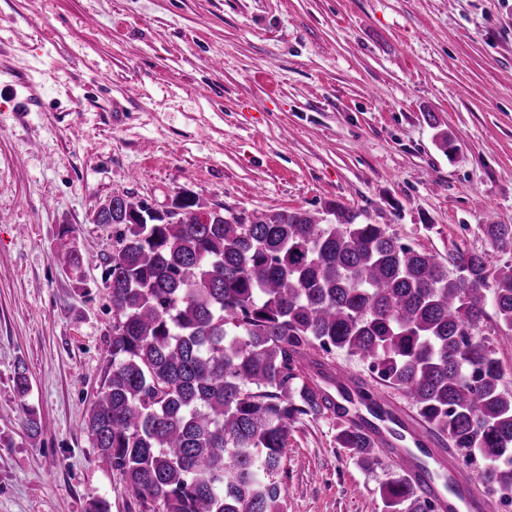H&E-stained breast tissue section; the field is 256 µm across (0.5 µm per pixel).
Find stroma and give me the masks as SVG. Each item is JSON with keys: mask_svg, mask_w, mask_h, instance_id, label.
Here are the masks:
<instances>
[{"mask_svg": "<svg viewBox=\"0 0 512 512\" xmlns=\"http://www.w3.org/2000/svg\"><path fill=\"white\" fill-rule=\"evenodd\" d=\"M183 190L337 202L439 258L512 263L484 233L512 225V0H0V512H139L80 425L112 330V227L91 218ZM66 225L77 272L53 258ZM281 468L288 512H383L393 472L311 417Z\"/></svg>", "mask_w": 512, "mask_h": 512, "instance_id": "stroma-1", "label": "stroma"}]
</instances>
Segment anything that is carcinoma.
Instances as JSON below:
<instances>
[{
  "label": "carcinoma",
  "mask_w": 512,
  "mask_h": 512,
  "mask_svg": "<svg viewBox=\"0 0 512 512\" xmlns=\"http://www.w3.org/2000/svg\"><path fill=\"white\" fill-rule=\"evenodd\" d=\"M152 212L122 193L93 213L112 225V335L108 374L82 421L141 512H287L281 460L303 417L336 420L339 447L374 469L364 428L384 410L364 381L339 402L324 387L336 351L368 362L476 467L488 494L508 498L512 394L482 331L488 299L512 330L511 263L459 249L441 260L338 203L324 217L226 214L181 192L164 215ZM485 234L512 249L511 224ZM55 259L83 262L71 242ZM15 386L22 397L31 389L22 361ZM353 397L364 411L348 423ZM379 493L384 512H433L398 471Z\"/></svg>",
  "instance_id": "carcinoma-1"
}]
</instances>
